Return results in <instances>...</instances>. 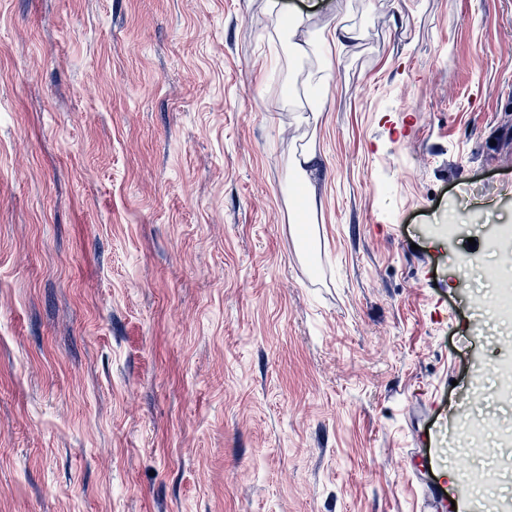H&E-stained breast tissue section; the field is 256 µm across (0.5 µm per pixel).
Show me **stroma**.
Wrapping results in <instances>:
<instances>
[{
    "label": "stroma",
    "instance_id": "35a3bbf8",
    "mask_svg": "<svg viewBox=\"0 0 512 512\" xmlns=\"http://www.w3.org/2000/svg\"><path fill=\"white\" fill-rule=\"evenodd\" d=\"M498 224L512 0H0V512L512 500ZM317 38L323 43L330 41L332 46H336L337 52H341L355 46L361 39V32L339 20L336 26L319 31ZM292 165L298 177L306 178L310 171L315 170V164L318 162L315 145L311 142L305 146L299 153H295L291 159Z\"/></svg>",
    "mask_w": 512,
    "mask_h": 512
}]
</instances>
